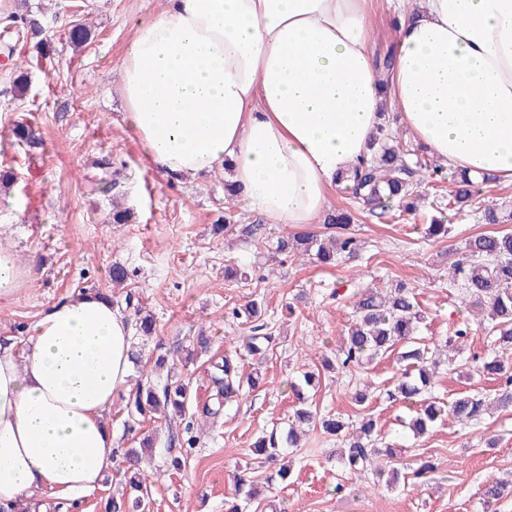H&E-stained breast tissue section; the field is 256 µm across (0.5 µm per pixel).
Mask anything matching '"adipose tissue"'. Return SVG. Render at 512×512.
Instances as JSON below:
<instances>
[{
    "label": "adipose tissue",
    "instance_id": "adipose-tissue-1",
    "mask_svg": "<svg viewBox=\"0 0 512 512\" xmlns=\"http://www.w3.org/2000/svg\"><path fill=\"white\" fill-rule=\"evenodd\" d=\"M394 65L370 52L372 0H168L121 60L123 120L147 159L192 178L230 167L238 202L271 224L320 223L367 153L383 104L429 155L512 184V0L400 7ZM132 372L111 300L61 299L0 346V506L99 488L115 439L104 413Z\"/></svg>",
    "mask_w": 512,
    "mask_h": 512
}]
</instances>
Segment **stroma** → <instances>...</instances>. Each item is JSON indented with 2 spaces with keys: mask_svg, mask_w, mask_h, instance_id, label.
Here are the masks:
<instances>
[{
  "mask_svg": "<svg viewBox=\"0 0 512 512\" xmlns=\"http://www.w3.org/2000/svg\"><path fill=\"white\" fill-rule=\"evenodd\" d=\"M166 0H0V33L19 30V52L0 57V171L14 181L0 186V243L10 246L31 277L0 302V344H22L24 330L50 304L86 290L111 297L127 319L126 295L138 299L155 320L150 343L133 337L143 357L156 345H188L198 331L211 338V350L178 366L191 381L195 403L211 387L210 366L233 347L240 334L232 308L265 302V319L279 337L260 365L263 382L243 402L197 433L198 445L181 473L169 474L163 448L164 420L147 421L158 453L151 512H224L234 475L248 471L277 512H512V495L485 504L486 485L512 481V407H495L478 423L450 419L416 438L405 428L415 404L389 400L386 391L400 375L396 354L377 358L350 373L322 369V356L335 353L353 315L352 295L364 287L385 289L403 281L413 286L426 319L419 332L426 344H441L450 329L466 324L470 334L453 363H441L433 392L444 400L460 394L494 397L498 383L472 371L473 355L488 354L492 337L459 303L448 285V251L486 232L481 206L512 210V184L481 186L479 206L465 213L448 207L453 168L440 182L414 178L420 200L415 212L391 203L384 214L364 213L352 233L362 241L357 259L335 266L273 257L269 241L281 235L267 225L263 236L246 233L257 216L235 205L237 223L225 227L224 185L229 171L177 179L150 163L123 121L118 94L119 63L139 20L162 9ZM36 19L44 48H36L27 25ZM91 31L90 40L72 44L73 23ZM25 73L24 89L14 77ZM30 126L36 147L18 142L16 125ZM128 208V223L112 221L113 205ZM450 232L433 239L425 233L432 219ZM129 278L113 287V265ZM244 268L246 280H228L225 268ZM320 370L311 400L319 412L355 422L376 419L383 442L399 450L402 471L429 459L438 470L428 487L412 491L373 484L371 476L348 478L336 462L339 438L320 430L307 433L292 453L288 483L267 484V468L252 455L255 437L282 430L290 412L287 382L301 369ZM371 383L372 397L359 406L352 394ZM495 438L488 446L487 438Z\"/></svg>",
  "mask_w": 512,
  "mask_h": 512,
  "instance_id": "35a3bbf8",
  "label": "stroma"
}]
</instances>
